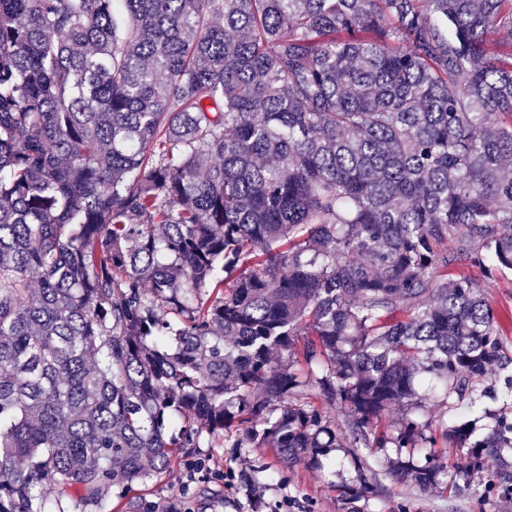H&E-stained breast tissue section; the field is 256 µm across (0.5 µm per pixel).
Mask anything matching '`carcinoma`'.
<instances>
[{"label": "carcinoma", "instance_id": "1", "mask_svg": "<svg viewBox=\"0 0 512 512\" xmlns=\"http://www.w3.org/2000/svg\"><path fill=\"white\" fill-rule=\"evenodd\" d=\"M508 28L512 0H0V512H92L205 435L509 465L504 417L384 421L418 388L479 412L494 364L512 399L479 282L512 274Z\"/></svg>", "mask_w": 512, "mask_h": 512}]
</instances>
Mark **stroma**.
Segmentation results:
<instances>
[{
  "label": "stroma",
  "instance_id": "35a3bbf8",
  "mask_svg": "<svg viewBox=\"0 0 512 512\" xmlns=\"http://www.w3.org/2000/svg\"><path fill=\"white\" fill-rule=\"evenodd\" d=\"M422 456L419 448H361L344 436L295 464L268 448H186L136 490L113 485L101 512H512L498 457H484L441 493L395 479L398 462Z\"/></svg>",
  "mask_w": 512,
  "mask_h": 512
}]
</instances>
